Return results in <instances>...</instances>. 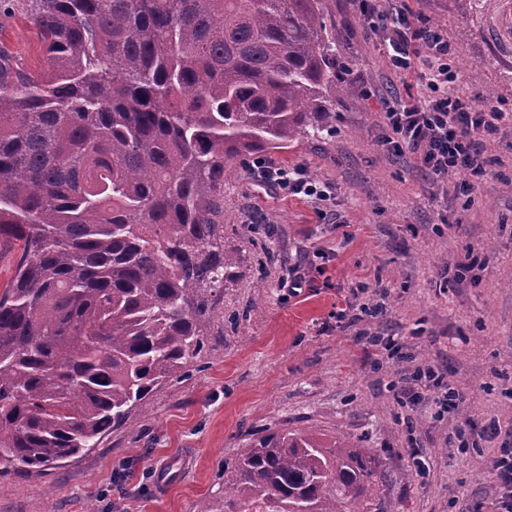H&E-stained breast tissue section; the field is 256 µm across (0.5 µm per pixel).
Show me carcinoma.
I'll return each instance as SVG.
<instances>
[{"instance_id":"1","label":"carcinoma","mask_w":512,"mask_h":512,"mask_svg":"<svg viewBox=\"0 0 512 512\" xmlns=\"http://www.w3.org/2000/svg\"><path fill=\"white\" fill-rule=\"evenodd\" d=\"M48 69L0 51V474L97 447L179 378L237 265L234 159L331 128L352 84L323 0H31ZM371 448L282 429L210 512H381Z\"/></svg>"}]
</instances>
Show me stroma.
<instances>
[{"mask_svg": "<svg viewBox=\"0 0 512 512\" xmlns=\"http://www.w3.org/2000/svg\"><path fill=\"white\" fill-rule=\"evenodd\" d=\"M27 0H0V49L22 66L47 60ZM353 92L332 131L304 137L264 160L301 167L335 188L337 223L316 206L256 180L254 157L224 176V240L239 256L225 283L223 316L206 326L205 350L180 379L157 390L128 427L44 475L0 476V512H207L224 488V465L257 437L285 428L347 436L374 449L391 474L384 512H491L499 488L493 443L452 447L460 421L512 424V127L485 140V180L445 205L446 186L379 141L385 112L418 97L393 73L356 0H324ZM441 28L458 72L453 93L512 108V0H405ZM485 256L471 264L472 253ZM302 267L314 285L292 294ZM386 313L337 322L336 308L374 304ZM403 346L405 360L368 350L363 332ZM437 364L466 404L443 421L427 406L402 407L387 385L420 363ZM431 462L426 477L412 455Z\"/></svg>", "mask_w": 512, "mask_h": 512, "instance_id": "obj_1", "label": "stroma"}]
</instances>
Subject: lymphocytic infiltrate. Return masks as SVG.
<instances>
[{
  "instance_id": "lymphocytic-infiltrate-1",
  "label": "lymphocytic infiltrate",
  "mask_w": 512,
  "mask_h": 512,
  "mask_svg": "<svg viewBox=\"0 0 512 512\" xmlns=\"http://www.w3.org/2000/svg\"><path fill=\"white\" fill-rule=\"evenodd\" d=\"M360 2L370 28L383 33V53L391 69L402 76H415L423 89L417 99L399 100L389 106L382 147L410 156L436 179L464 173L468 190H475L487 175L484 137L503 122L511 123L512 111L449 93L448 85L456 81L457 72L448 40L439 31L415 24L410 12L385 9L381 0ZM258 176L263 183L293 197L301 195L320 202L331 198L330 186L312 179L300 167L262 163ZM391 388L402 406L432 402L431 416L437 422L458 411L466 401L465 394L430 363L414 366ZM454 438L462 448L479 447L484 440L497 441L491 468L501 495L494 512H512V427L502 428L493 419L481 425L467 419L458 426Z\"/></svg>"
}]
</instances>
